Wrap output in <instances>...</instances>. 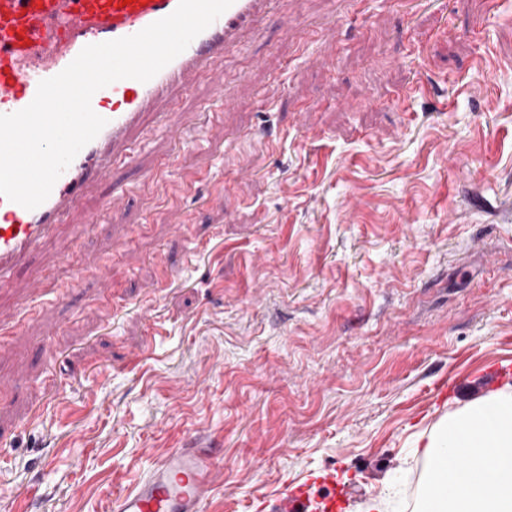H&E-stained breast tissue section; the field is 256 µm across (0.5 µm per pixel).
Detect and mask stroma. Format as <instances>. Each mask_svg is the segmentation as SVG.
Here are the masks:
<instances>
[{"label":"stroma","mask_w":512,"mask_h":512,"mask_svg":"<svg viewBox=\"0 0 512 512\" xmlns=\"http://www.w3.org/2000/svg\"><path fill=\"white\" fill-rule=\"evenodd\" d=\"M224 76L236 108L199 78L180 143L0 288L36 318L0 342V512H108L173 448L223 450L208 512H363L391 484L412 512L420 447L503 386L512 0H288Z\"/></svg>","instance_id":"stroma-1"}]
</instances>
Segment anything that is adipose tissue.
Instances as JSON below:
<instances>
[{"instance_id": "adipose-tissue-1", "label": "adipose tissue", "mask_w": 512, "mask_h": 512, "mask_svg": "<svg viewBox=\"0 0 512 512\" xmlns=\"http://www.w3.org/2000/svg\"><path fill=\"white\" fill-rule=\"evenodd\" d=\"M422 454L429 471L416 512H512V387L449 415ZM459 455L466 465L448 467Z\"/></svg>"}]
</instances>
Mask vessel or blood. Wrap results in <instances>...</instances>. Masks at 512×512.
Here are the masks:
<instances>
[{
	"mask_svg": "<svg viewBox=\"0 0 512 512\" xmlns=\"http://www.w3.org/2000/svg\"><path fill=\"white\" fill-rule=\"evenodd\" d=\"M178 0H0V114L27 107L41 80L64 70L90 44L134 35L171 14ZM285 0H234L188 48L149 82L122 79L95 92L93 111L106 125L33 210L0 195V288L19 265L65 223L85 192L111 177L121 162H136L144 143L134 141L144 112L168 105L207 77L214 101L232 106L224 89L225 52L242 47L245 34L282 13ZM224 476L218 448H174L131 489L113 496L109 512H207Z\"/></svg>",
	"mask_w": 512,
	"mask_h": 512,
	"instance_id": "1",
	"label": "vessel or blood"
}]
</instances>
